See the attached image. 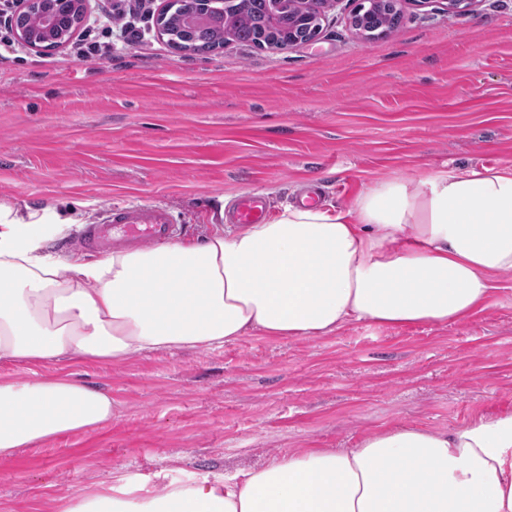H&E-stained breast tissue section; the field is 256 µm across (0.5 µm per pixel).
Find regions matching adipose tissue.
Here are the masks:
<instances>
[{
  "instance_id": "adipose-tissue-1",
  "label": "adipose tissue",
  "mask_w": 512,
  "mask_h": 512,
  "mask_svg": "<svg viewBox=\"0 0 512 512\" xmlns=\"http://www.w3.org/2000/svg\"><path fill=\"white\" fill-rule=\"evenodd\" d=\"M64 230L0 208V364L115 363L254 335L464 319L512 272V168L392 178L348 210L290 205L260 224L94 260L48 251ZM113 414L107 390L70 374L0 379V460ZM67 512H512V411L385 427L352 448L155 492L117 468L106 492Z\"/></svg>"
}]
</instances>
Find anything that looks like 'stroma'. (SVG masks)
I'll return each mask as SVG.
<instances>
[{"mask_svg": "<svg viewBox=\"0 0 512 512\" xmlns=\"http://www.w3.org/2000/svg\"><path fill=\"white\" fill-rule=\"evenodd\" d=\"M352 6L285 50H175L156 30L161 0L105 60L15 45L0 59V205L74 217L50 248L82 258L83 225L113 204H163L188 238L228 223L247 192L272 214L309 188L347 208L392 177L511 167L512 0L453 17L403 0L398 26L372 40L349 26ZM495 285L486 309L448 324L39 367L107 389L115 414L0 462V512H63L117 468L151 488L216 480L399 423L512 410V272Z\"/></svg>", "mask_w": 512, "mask_h": 512, "instance_id": "35a3bbf8", "label": "stroma"}]
</instances>
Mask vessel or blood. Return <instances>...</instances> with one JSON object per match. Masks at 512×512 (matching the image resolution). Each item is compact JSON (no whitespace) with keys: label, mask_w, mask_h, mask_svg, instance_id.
Here are the masks:
<instances>
[{"label":"vessel or blood","mask_w":512,"mask_h":512,"mask_svg":"<svg viewBox=\"0 0 512 512\" xmlns=\"http://www.w3.org/2000/svg\"><path fill=\"white\" fill-rule=\"evenodd\" d=\"M266 216L264 200L246 193L232 219L238 224H259ZM182 232L171 212L160 205L115 206L101 223L87 225L85 240L95 252L109 253L132 244L160 243L176 239Z\"/></svg>","instance_id":"vessel-or-blood-1"}]
</instances>
